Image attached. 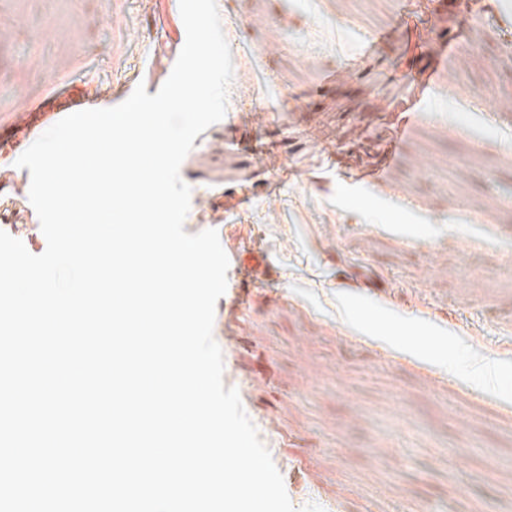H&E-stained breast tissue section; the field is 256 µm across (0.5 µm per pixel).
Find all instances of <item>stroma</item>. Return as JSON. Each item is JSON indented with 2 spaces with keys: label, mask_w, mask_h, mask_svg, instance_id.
<instances>
[{
  "label": "stroma",
  "mask_w": 512,
  "mask_h": 512,
  "mask_svg": "<svg viewBox=\"0 0 512 512\" xmlns=\"http://www.w3.org/2000/svg\"><path fill=\"white\" fill-rule=\"evenodd\" d=\"M217 6L233 80L180 168L184 230L268 260L213 336L291 503L512 512V0ZM184 34L179 0H0V135L59 90L159 89ZM429 73L388 152L394 105ZM480 358L498 382L448 370ZM433 91V82L431 75H427L426 82L422 83L416 92L411 96L408 103L403 107V112H401L402 117L400 119V123L397 125L395 129V134L392 137L390 142V146L388 148V152H392L396 149L397 142L399 139L400 133L403 131L405 126L411 123L417 113L423 108L425 102L432 95Z\"/></svg>",
  "instance_id": "obj_1"
}]
</instances>
